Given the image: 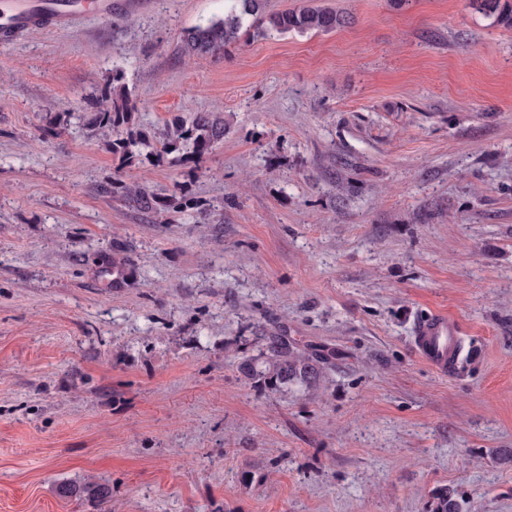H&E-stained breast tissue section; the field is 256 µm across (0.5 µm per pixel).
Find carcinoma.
<instances>
[{
  "mask_svg": "<svg viewBox=\"0 0 512 512\" xmlns=\"http://www.w3.org/2000/svg\"><path fill=\"white\" fill-rule=\"evenodd\" d=\"M229 11L224 17L212 20L205 26L185 31L180 39L179 50L189 56L214 55L224 51L228 45L238 42L242 35L254 31L258 34L274 30L281 34L309 31L332 32L348 23L346 15L324 7L306 6L297 11L266 12L265 0H230ZM470 7L477 13L492 19L498 27L512 30V0H470ZM108 105L99 112L98 129L112 140V150L132 162L138 154L136 149L151 146L145 135L132 132L123 137L119 128L135 123L133 106L128 88L120 78L112 79V95ZM226 127L224 116L217 112H198L187 121L177 119L166 126L156 137L167 154L179 153L183 148H192L191 154L200 158L224 139ZM125 202L129 207L145 214H159L168 209L179 208L183 201L164 198L149 193L138 182L123 186ZM264 368H258L256 360L245 359L239 370L245 377L261 382L266 388L276 390L288 383L310 384L321 377L325 370L334 366V354L311 353L292 338L275 332L265 337ZM59 495L64 498L87 497L105 503L112 497L106 484L87 482L62 484ZM460 505L452 493L444 489L436 496L432 512H459Z\"/></svg>",
  "mask_w": 512,
  "mask_h": 512,
  "instance_id": "1",
  "label": "carcinoma"
}]
</instances>
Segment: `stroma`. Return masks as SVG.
<instances>
[{"label":"stroma","instance_id":"obj_1","mask_svg":"<svg viewBox=\"0 0 512 512\" xmlns=\"http://www.w3.org/2000/svg\"><path fill=\"white\" fill-rule=\"evenodd\" d=\"M313 1L349 24L188 58L224 0H142L0 45V512H512V30ZM116 72L144 132L220 112L223 141L124 162L95 126ZM132 181L186 205L142 214ZM425 311L454 372L411 348ZM280 330L335 369L244 378ZM411 345L420 360L434 371L447 374L458 363L461 332L448 314L427 313L414 323ZM59 495L64 498L87 497L97 502L106 503L112 497L111 488L106 484L87 482L83 484H62Z\"/></svg>","mask_w":512,"mask_h":512}]
</instances>
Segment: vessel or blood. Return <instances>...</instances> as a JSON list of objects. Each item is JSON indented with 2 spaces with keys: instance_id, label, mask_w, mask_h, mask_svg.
Listing matches in <instances>:
<instances>
[{
  "instance_id": "vessel-or-blood-1",
  "label": "vessel or blood",
  "mask_w": 512,
  "mask_h": 512,
  "mask_svg": "<svg viewBox=\"0 0 512 512\" xmlns=\"http://www.w3.org/2000/svg\"><path fill=\"white\" fill-rule=\"evenodd\" d=\"M87 13L109 20L117 7L114 0H0V43L35 29H67L72 20ZM411 345L420 360L445 374L458 363L461 332L447 314L429 313L416 320Z\"/></svg>"
}]
</instances>
